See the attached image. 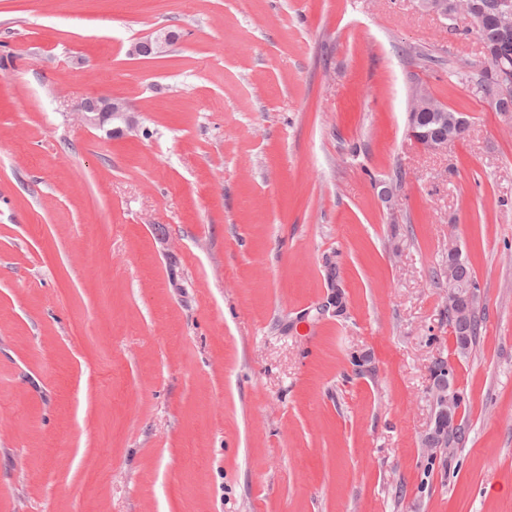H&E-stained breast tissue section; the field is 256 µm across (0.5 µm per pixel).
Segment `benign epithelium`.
<instances>
[{
  "label": "benign epithelium",
  "mask_w": 512,
  "mask_h": 512,
  "mask_svg": "<svg viewBox=\"0 0 512 512\" xmlns=\"http://www.w3.org/2000/svg\"><path fill=\"white\" fill-rule=\"evenodd\" d=\"M179 35L172 31H164L156 36H148L133 43L128 54L133 57L153 58L165 52V49L177 41ZM75 118L80 123L102 128L108 123L120 122V125L109 130L114 135H124L135 131L132 120L127 114L125 102L119 97H89L80 105ZM469 121L463 112L450 122L443 120L439 127L426 132L408 129L411 139L429 151L446 148L448 142L458 139L454 131L464 132ZM464 259L461 250L448 244V293L445 297L448 315L456 317L460 322H467L478 314L476 289L463 282ZM431 399L437 408L432 430L425 436L427 446L438 448L448 447V436L457 435V422L460 416L463 399L458 393L454 368L439 357L430 365Z\"/></svg>",
  "instance_id": "7a95c632"
}]
</instances>
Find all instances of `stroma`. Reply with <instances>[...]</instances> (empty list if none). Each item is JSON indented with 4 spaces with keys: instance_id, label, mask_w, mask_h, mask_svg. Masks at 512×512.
<instances>
[{
    "instance_id": "35a3bbf8",
    "label": "stroma",
    "mask_w": 512,
    "mask_h": 512,
    "mask_svg": "<svg viewBox=\"0 0 512 512\" xmlns=\"http://www.w3.org/2000/svg\"><path fill=\"white\" fill-rule=\"evenodd\" d=\"M464 62L423 0H0V512H512V112ZM420 86L469 119L437 152ZM98 95L136 133L76 122ZM179 35L172 31H164L156 36H148L133 43L128 54L133 57L154 58L164 53L167 47L177 41ZM462 258L461 250L452 243L448 245V293L445 297L448 305V317L455 316L457 321L467 322L478 313L476 289L469 283H464L462 277L464 264L468 274L476 283L473 271L468 261ZM431 399L437 408L432 430L425 436L426 446L448 448V435L457 437V422L463 399L458 393L454 368L448 360L435 358L430 365Z\"/></svg>"
}]
</instances>
